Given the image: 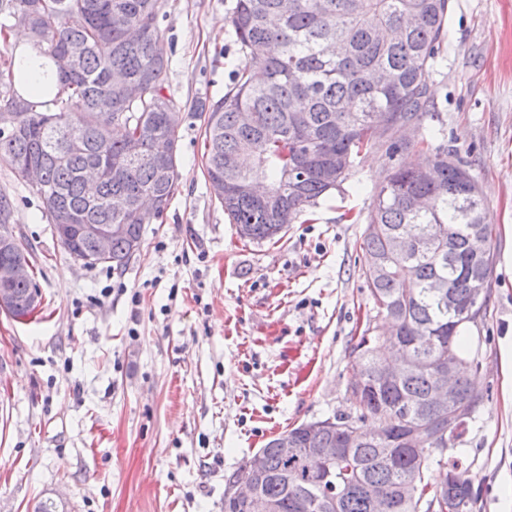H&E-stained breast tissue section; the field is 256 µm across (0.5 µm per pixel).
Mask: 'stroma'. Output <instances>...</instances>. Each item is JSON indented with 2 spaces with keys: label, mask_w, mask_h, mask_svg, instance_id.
<instances>
[{
  "label": "stroma",
  "mask_w": 512,
  "mask_h": 512,
  "mask_svg": "<svg viewBox=\"0 0 512 512\" xmlns=\"http://www.w3.org/2000/svg\"><path fill=\"white\" fill-rule=\"evenodd\" d=\"M161 3L165 92L183 116L178 179L124 270L75 261L0 162L42 296L26 318L0 311V512L48 498L65 512H224L244 459L286 429L353 412L352 349L364 328L385 332L361 250L384 151L278 242L241 239L203 174L198 108L249 62L229 23L236 0ZM451 4L423 123L478 181L495 264L467 330L480 404L444 456L480 486L475 512H512V0ZM119 281L126 293L112 292Z\"/></svg>",
  "instance_id": "obj_1"
}]
</instances>
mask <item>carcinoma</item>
I'll list each match as a JSON object with an SVG mask.
<instances>
[{"label": "carcinoma", "mask_w": 512, "mask_h": 512, "mask_svg": "<svg viewBox=\"0 0 512 512\" xmlns=\"http://www.w3.org/2000/svg\"><path fill=\"white\" fill-rule=\"evenodd\" d=\"M160 0H0V41L26 29L38 60L17 52L0 56V109L16 116L15 128L0 130V161L18 176L30 166L43 182L30 191L54 224H126L128 234L112 238V255L93 256V242L79 236L71 251L122 270L143 242L142 224L163 216L174 194L178 157L160 178L151 162L160 145H178V127L167 113L177 111L165 93L169 60L160 46ZM450 0H236L230 16L241 48L251 58L224 97L205 112V168L209 183L238 188L220 199L231 223L247 227L249 241L277 238L308 207L349 178L362 153L383 148L394 157L415 146L429 152L426 164L393 167L375 193L366 216L362 272L377 312L389 318L388 341L401 345L407 365L401 375L379 376L380 337L365 328L354 347L358 377L350 400L356 414L338 413L334 426L308 436L300 424L288 433L297 447L350 448L336 462V500L320 483V469L305 455L284 460L270 440L266 472L258 480L262 499L273 512H473L480 489L458 461L447 474L457 479L447 508L428 491L425 474L432 456L452 436L459 439L478 402L464 396L465 414L456 420L432 402L437 368L453 351L474 373L480 363L466 352L464 331L473 318L464 313L477 297L472 272L483 271L491 286L494 251L479 259L466 246L467 226L480 227L488 240L483 199L467 186L475 182L457 153L433 145L434 132L414 143L395 138L397 126L422 129L433 111L428 92L432 63L445 35ZM136 29L145 31L131 39ZM77 47L79 67L64 72L58 59ZM121 71L145 89L130 102L111 81ZM250 112L252 122L238 117ZM82 142L66 149L61 135ZM137 134L143 157L126 154ZM100 172L94 190L86 172ZM336 171L328 182L324 172ZM124 195L135 207L112 212V196ZM428 206L415 210L410 198ZM419 245L406 257L393 252L395 241ZM33 277L12 285L14 318L36 306ZM431 428L432 439L408 455L391 450V438L408 427Z\"/></svg>", "instance_id": "1"}]
</instances>
